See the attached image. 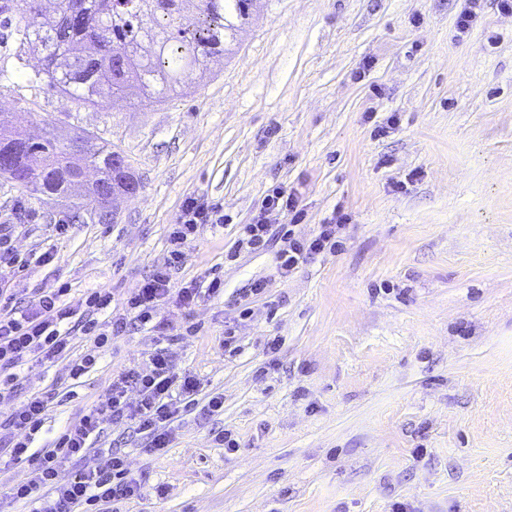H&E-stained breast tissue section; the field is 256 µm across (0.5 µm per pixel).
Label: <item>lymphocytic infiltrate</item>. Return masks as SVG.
<instances>
[{"instance_id": "1", "label": "lymphocytic infiltrate", "mask_w": 512, "mask_h": 512, "mask_svg": "<svg viewBox=\"0 0 512 512\" xmlns=\"http://www.w3.org/2000/svg\"><path fill=\"white\" fill-rule=\"evenodd\" d=\"M282 214L289 225L272 230L270 217ZM303 212L296 193L276 187L266 194L251 223L241 225L237 248L257 251L273 239L283 243L278 252L279 274L288 276L313 256L333 253L340 246L338 235L348 214H338L331 223L319 225L309 237L294 235L291 225L301 220ZM224 221V207L201 197H187L178 224L168 236L167 255L153 272L134 289L126 301V316L103 322L99 313L112 305V294L103 289L86 292L80 307L70 305L67 286L40 288L29 299H16L11 288L17 256L9 233L0 231V376L7 384L0 390V401L12 398L22 387L19 369L30 362H55L70 353L75 334L92 338L96 345L108 343L110 335L124 332L129 322L147 326L154 321L157 308L167 304L182 309L195 307L202 300L220 295L224 282L213 277L208 283L190 281L171 288V270L182 263L186 243L207 224ZM137 391V401H129V391ZM200 380L193 374L177 373L166 349H157L148 357L147 368L130 367L109 386L105 404L91 407L68 425L49 448H33L41 430L47 400L40 395L27 398L24 405L0 421V438L7 441L14 461L27 462V478L14 484L9 495L30 501L33 512H82L97 506L111 512L113 501L138 497L140 485L132 478L125 453L105 449L106 462L97 468L82 467L80 461L98 439L105 419L128 421L145 436L151 452L168 448L170 425L197 402ZM71 464L69 478L59 482L64 464Z\"/></svg>"}]
</instances>
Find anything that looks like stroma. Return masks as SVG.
I'll use <instances>...</instances> for the list:
<instances>
[{"instance_id":"obj_1","label":"stroma","mask_w":512,"mask_h":512,"mask_svg":"<svg viewBox=\"0 0 512 512\" xmlns=\"http://www.w3.org/2000/svg\"><path fill=\"white\" fill-rule=\"evenodd\" d=\"M465 6L257 0L219 65L189 74L163 103L109 108L28 81L18 44L0 40V111L16 128L62 144L90 135L122 151L141 181L106 224L92 207L75 220L69 204L0 178V225L27 261L17 298L65 283L76 307L104 288L122 314L165 257L183 201L224 206L223 224L201 227L172 274L178 287L219 271L223 293L190 311L161 306V328L130 326L101 348L77 337L70 359L96 358L80 382L70 359L33 363L24 390L0 402L7 413L29 394L48 398L39 448L105 402L113 378L146 365L156 344L177 372L195 374L199 406L172 424L163 452L147 453L129 424L103 422L84 465L122 449L142 487L112 512H391L396 502L512 512V13L487 0L463 32ZM393 112L398 126L373 136ZM273 185L296 192L298 235L335 211L350 216L339 251L285 278L277 245L234 249ZM49 248L54 262L38 263ZM258 279L265 294L248 298ZM214 394L224 411L205 415ZM218 429L237 451L214 442Z\"/></svg>"}]
</instances>
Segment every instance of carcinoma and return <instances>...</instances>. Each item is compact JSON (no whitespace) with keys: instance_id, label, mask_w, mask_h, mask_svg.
Here are the masks:
<instances>
[{"instance_id":"1","label":"carcinoma","mask_w":512,"mask_h":512,"mask_svg":"<svg viewBox=\"0 0 512 512\" xmlns=\"http://www.w3.org/2000/svg\"><path fill=\"white\" fill-rule=\"evenodd\" d=\"M183 0H58V17L42 21L41 0H4L0 22L21 49L41 54L51 83L77 106L110 104L135 95L158 102L183 87V75L206 67L207 59L226 55L239 29L249 23L256 0H195L194 21L182 11ZM0 113V152L28 173L22 186L36 200L69 199V178L90 165L100 181L123 176L112 172L115 150L89 138L78 146L57 147L7 136Z\"/></svg>"}]
</instances>
